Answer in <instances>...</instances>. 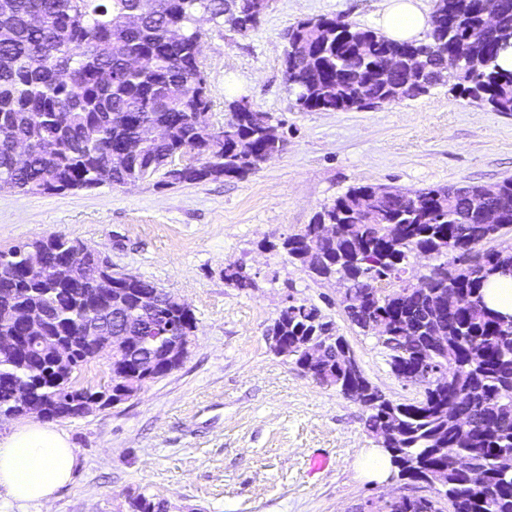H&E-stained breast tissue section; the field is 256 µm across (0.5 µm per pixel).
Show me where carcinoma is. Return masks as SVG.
<instances>
[{"label": "carcinoma", "mask_w": 512, "mask_h": 512, "mask_svg": "<svg viewBox=\"0 0 512 512\" xmlns=\"http://www.w3.org/2000/svg\"><path fill=\"white\" fill-rule=\"evenodd\" d=\"M138 20L128 21L134 0H0V185L25 194L62 193L101 186L125 187L162 174L167 186L224 178L242 179L286 141L267 133L273 116L227 102L230 118L216 127L207 119L211 99L200 61L201 23L247 33L260 23L270 0H139ZM498 12L488 30L484 12ZM284 66L293 107L300 112H339L396 103L426 93L427 76L447 65L451 90L494 112H512V72L497 58L512 43V0H436L431 28L418 41L397 43L338 17L302 19L286 33ZM160 126L167 138L144 137ZM31 143L26 165H16L13 144ZM139 151L117 165L129 142ZM487 206L499 224L481 223ZM336 224L342 248L318 238V226ZM512 179L485 187L460 185L403 192L390 187L350 188L316 213L313 223L284 239L288 257L316 281L340 282L367 301H339L355 326L368 334L377 324L389 366L416 373L420 396L394 401L374 386L351 347L336 335L319 307L296 300L267 335L288 342L296 359L311 342L324 349L304 364L314 381L332 387L369 411L365 426L378 447L391 448L401 479L437 487L436 496H401L389 512H437L441 500L453 512H512V329L484 301L482 289L495 265H512ZM82 241L51 235L0 251V332L16 329L9 310L22 299L45 315L44 333L81 327L85 305L56 292L40 272L26 270L33 248L53 261ZM434 261L424 282L404 277L412 254ZM224 281L253 287L242 264L224 269ZM124 285L93 265L80 286L86 299L104 301L106 289ZM152 325L190 336L195 316L164 300L142 312L132 296L98 316L105 336L121 328L137 334ZM95 359L78 340L69 361L56 364L35 346L0 351V417H16L12 388L32 387L51 406L49 419L72 417L70 405L98 392L75 372ZM467 455L485 477L482 489L454 467ZM130 512H166V501L144 494Z\"/></svg>", "instance_id": "obj_1"}]
</instances>
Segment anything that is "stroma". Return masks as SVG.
I'll return each instance as SVG.
<instances>
[{
  "instance_id": "stroma-1",
  "label": "stroma",
  "mask_w": 512,
  "mask_h": 512,
  "mask_svg": "<svg viewBox=\"0 0 512 512\" xmlns=\"http://www.w3.org/2000/svg\"><path fill=\"white\" fill-rule=\"evenodd\" d=\"M380 3L271 0L247 34L206 26L210 123L229 119L224 102L237 94L281 120L287 141L245 178L42 195L0 190L1 248L55 234L82 240L196 318L180 367L122 404L59 420L77 463L41 512H128L138 493L166 500L168 512H374L396 496L431 495L424 484L365 480L355 460L376 445L367 410L275 355L265 334L289 299L307 300L333 319L387 398L415 397L376 338L348 320L336 286L310 278L280 244L352 187L414 191L512 178V113L469 103L444 80L371 109H292L288 27L339 16L372 28ZM231 264L245 265L254 288L225 283ZM317 452L330 459L321 473L309 470Z\"/></svg>"
}]
</instances>
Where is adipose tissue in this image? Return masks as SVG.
<instances>
[{"mask_svg": "<svg viewBox=\"0 0 512 512\" xmlns=\"http://www.w3.org/2000/svg\"><path fill=\"white\" fill-rule=\"evenodd\" d=\"M386 39L411 41L430 28L420 0H385L377 20ZM76 455L68 434L56 426L30 420L0 436V496L16 512H29L52 501L72 478Z\"/></svg>", "mask_w": 512, "mask_h": 512, "instance_id": "obj_1", "label": "adipose tissue"}]
</instances>
